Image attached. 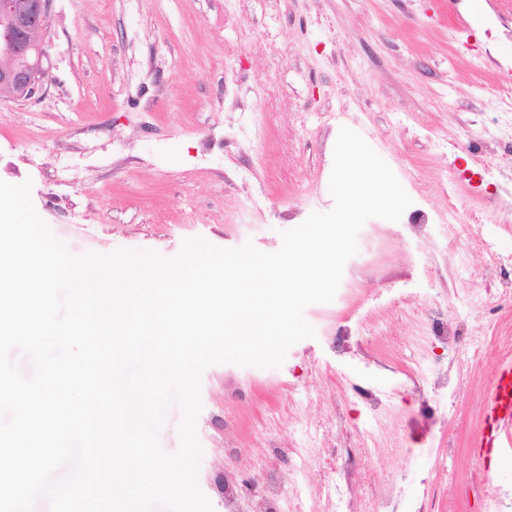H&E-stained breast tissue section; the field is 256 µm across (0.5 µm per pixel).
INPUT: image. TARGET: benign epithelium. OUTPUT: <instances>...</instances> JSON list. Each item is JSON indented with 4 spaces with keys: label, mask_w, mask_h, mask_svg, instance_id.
<instances>
[{
    "label": "benign epithelium",
    "mask_w": 512,
    "mask_h": 512,
    "mask_svg": "<svg viewBox=\"0 0 512 512\" xmlns=\"http://www.w3.org/2000/svg\"><path fill=\"white\" fill-rule=\"evenodd\" d=\"M52 0H0V93L30 100L43 86Z\"/></svg>",
    "instance_id": "obj_1"
}]
</instances>
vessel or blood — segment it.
Wrapping results in <instances>:
<instances>
[{
	"mask_svg": "<svg viewBox=\"0 0 512 512\" xmlns=\"http://www.w3.org/2000/svg\"><path fill=\"white\" fill-rule=\"evenodd\" d=\"M481 402L484 424L474 436L478 448H508L512 446V360H503L493 384L487 388Z\"/></svg>",
	"mask_w": 512,
	"mask_h": 512,
	"instance_id": "1",
	"label": "vessel or blood"
}]
</instances>
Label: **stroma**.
Listing matches in <instances>:
<instances>
[{"instance_id": "stroma-1", "label": "stroma", "mask_w": 512, "mask_h": 512, "mask_svg": "<svg viewBox=\"0 0 512 512\" xmlns=\"http://www.w3.org/2000/svg\"><path fill=\"white\" fill-rule=\"evenodd\" d=\"M467 2L53 0L41 95L0 97V181L29 184L76 258L172 260L198 238L277 252L282 232L333 209L344 127L410 197L399 220L363 224L333 300L303 311L315 337L281 366L202 372L197 485L211 512H225V477L244 464L258 481L287 478L273 447L310 449L317 485L345 437L370 449L372 483L401 480L399 512L422 496L432 451L454 446L440 495L478 512L470 441L489 377L471 362L449 396L435 370L456 353L428 331L438 309L480 334L476 294L512 323L488 275L512 268V161L491 155L512 135V0H485L483 28ZM417 364L422 391L398 390L374 431L349 378L382 387Z\"/></svg>"}]
</instances>
